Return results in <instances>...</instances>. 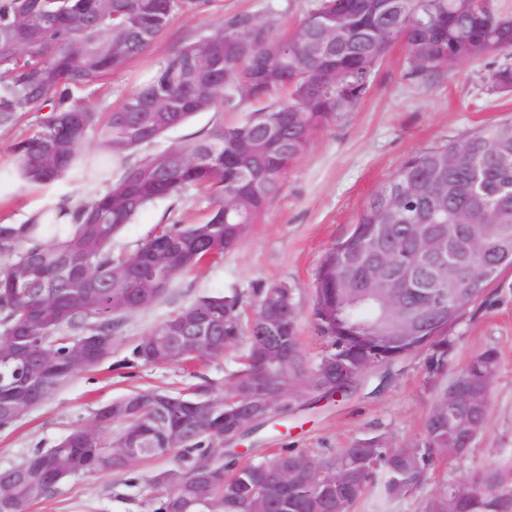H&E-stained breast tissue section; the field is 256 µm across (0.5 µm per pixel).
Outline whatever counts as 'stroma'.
I'll use <instances>...</instances> for the list:
<instances>
[{"mask_svg":"<svg viewBox=\"0 0 512 512\" xmlns=\"http://www.w3.org/2000/svg\"><path fill=\"white\" fill-rule=\"evenodd\" d=\"M313 0H216L211 13L176 17L170 28L124 70L94 90L76 93L74 102L96 112L112 111L123 96L142 84L182 43L208 33L223 17L249 13L292 26ZM491 60L441 70L410 80L407 52L394 42L373 75L372 88L360 105L315 132L306 151L288 170L283 187L240 246L224 257L185 272L153 307L126 316L119 346L110 362L77 373L44 403L27 411L11 427L0 428V469L22 462L33 449L58 443L73 428L88 426L95 411L135 389L181 392L191 378L174 365L140 366L135 377L119 376L114 362L129 355L143 334L172 312L205 296L237 289L285 283L294 290L299 334L308 358L321 350L311 317L316 273L325 253L348 235L364 203L386 183L409 155L449 139H458L485 123L512 114V95L487 91ZM242 110L200 112L164 134L161 144L189 142L216 125L236 122ZM75 171L43 186H26L17 178H0V217L23 223L36 202L51 195L77 202L103 192ZM209 211L206 192L189 190L177 200H160L141 210L114 238L116 254L134 252L164 224L178 219L202 221ZM457 343L450 371L464 368L485 349H496L500 368L491 395L487 429L461 457H437L431 479L420 490L399 498L384 494L383 484L354 512H424L432 497L472 470L503 463L512 455V269L491 284L452 330ZM387 386L367 375L350 396L308 408V394L298 392L291 412L253 432L243 442L253 455L296 448L328 455L351 442L382 436L394 445L421 441L426 416L444 384L430 377L426 357L418 354L390 369ZM160 458L136 473L96 472L66 478L54 494L27 512H149L150 479L170 468Z\"/></svg>","mask_w":512,"mask_h":512,"instance_id":"obj_1","label":"stroma"}]
</instances>
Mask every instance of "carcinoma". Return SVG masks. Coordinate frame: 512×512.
I'll list each match as a JSON object with an SVG mask.
<instances>
[{
  "mask_svg": "<svg viewBox=\"0 0 512 512\" xmlns=\"http://www.w3.org/2000/svg\"><path fill=\"white\" fill-rule=\"evenodd\" d=\"M395 6L382 18V0H315L288 34L269 19L227 16L172 52L101 123L92 109L72 104L74 93L103 84L143 54L175 17L208 13L213 0H59L51 6L44 0H0V128L38 115L30 135L13 147L15 174L27 185H44L80 161L94 178L107 176L116 162L121 166L105 192L76 205L75 223L63 234L33 215L22 224L0 222V428L17 422L16 409L31 398L50 397L77 371L111 359L122 319L160 301L177 276L236 249L314 132L368 95L374 68L393 42H404L411 77L496 58L489 87L512 94V10L495 0H395ZM256 31L262 35L258 50L267 57L262 84L253 59L231 49L236 36ZM285 46L286 61L278 54ZM242 104L252 110L237 124L219 125L190 143L153 148L199 112ZM269 130L283 131L288 148H270ZM92 138L97 152L85 159ZM194 187L210 194L204 221L165 224L135 252L112 254L113 238L141 210ZM434 215L449 221L466 215L471 229L448 239V268L441 271L394 245V268L403 275L417 272L424 291L469 287L470 232L498 272L512 268V117L408 156L363 206L350 234L327 251L316 274L312 319L324 349L315 360L301 348L296 312L285 325L288 359L271 365L260 355L262 338L271 335L266 300L272 287L253 289L248 319L234 288L198 299L148 330L120 367L191 366L223 357L245 338L247 350L229 387L222 392L201 378L182 393L135 390L98 408L92 425L76 427L55 446L37 448L0 470V486L8 487L0 512H24L69 476L131 473L162 456L172 467L149 482L152 512H352L380 471L391 498L420 489L435 455L484 434L499 370L496 350L474 357L438 397L443 401L457 386L482 396L474 436L457 430L452 409L440 420L426 419L415 448H395L374 436L330 455L279 448L242 465L221 460L216 449L224 446L231 411L250 390L281 387L282 397L269 409L276 415L299 382L321 393L319 372L330 358H347L343 374L353 389L373 363H397L394 353L403 359L426 353L430 375L448 370L456 345L450 329L465 311L446 330L429 329L379 352L368 337L387 335L383 286L373 285L367 297L352 294L344 284L354 270L339 262L354 246L371 243L382 224H422ZM85 336L101 337L103 347L79 367L73 348ZM130 441L147 452L125 454ZM285 465L296 471L286 486L274 478ZM339 472L347 485L328 500L322 479ZM450 498L454 512H512V462L445 486L427 512H448Z\"/></svg>",
  "mask_w": 512,
  "mask_h": 512,
  "instance_id": "1",
  "label": "carcinoma"
}]
</instances>
